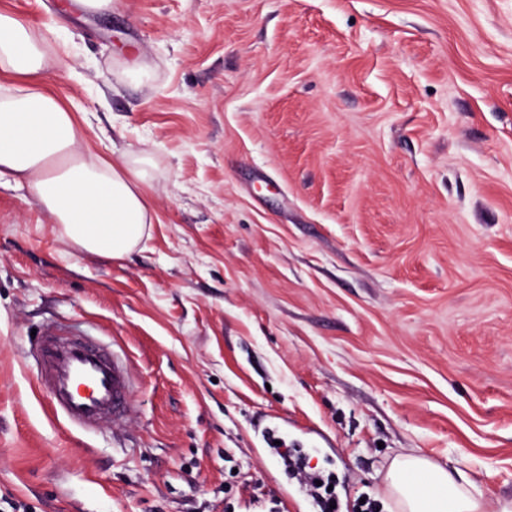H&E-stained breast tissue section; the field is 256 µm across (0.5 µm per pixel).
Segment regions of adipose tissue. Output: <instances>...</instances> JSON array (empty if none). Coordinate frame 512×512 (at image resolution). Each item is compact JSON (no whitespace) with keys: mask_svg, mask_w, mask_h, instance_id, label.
Returning <instances> with one entry per match:
<instances>
[{"mask_svg":"<svg viewBox=\"0 0 512 512\" xmlns=\"http://www.w3.org/2000/svg\"><path fill=\"white\" fill-rule=\"evenodd\" d=\"M44 36L0 12V176L29 188L36 202L81 249L119 258L134 249L152 221L143 166L86 160L72 112L37 79L52 64ZM386 487L398 512H512L461 470L418 454L395 457Z\"/></svg>","mask_w":512,"mask_h":512,"instance_id":"1","label":"adipose tissue"}]
</instances>
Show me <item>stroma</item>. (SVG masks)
<instances>
[{"label": "stroma", "mask_w": 512, "mask_h": 512, "mask_svg": "<svg viewBox=\"0 0 512 512\" xmlns=\"http://www.w3.org/2000/svg\"><path fill=\"white\" fill-rule=\"evenodd\" d=\"M0 0L58 59L86 157L148 158L154 220L78 250L0 179V496L36 512H321L267 429L396 512L414 451L512 500V0ZM128 42L148 62L129 75ZM80 326L134 413L82 432L24 363Z\"/></svg>", "instance_id": "35a3bbf8"}]
</instances>
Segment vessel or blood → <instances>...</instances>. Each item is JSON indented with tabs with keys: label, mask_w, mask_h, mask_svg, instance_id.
Instances as JSON below:
<instances>
[{
	"label": "vessel or blood",
	"mask_w": 512,
	"mask_h": 512,
	"mask_svg": "<svg viewBox=\"0 0 512 512\" xmlns=\"http://www.w3.org/2000/svg\"><path fill=\"white\" fill-rule=\"evenodd\" d=\"M32 356L55 417L90 431L131 416L134 378L127 359L69 326L44 332Z\"/></svg>",
	"instance_id": "vessel-or-blood-1"
}]
</instances>
